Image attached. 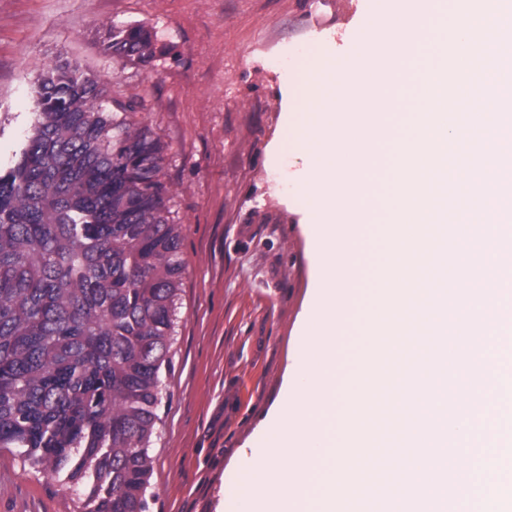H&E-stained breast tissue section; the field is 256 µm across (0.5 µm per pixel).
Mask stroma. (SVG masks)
Returning <instances> with one entry per match:
<instances>
[{"mask_svg": "<svg viewBox=\"0 0 512 512\" xmlns=\"http://www.w3.org/2000/svg\"><path fill=\"white\" fill-rule=\"evenodd\" d=\"M374 0H0V166L33 120L44 73L69 60L134 101L166 146L162 180L185 237L176 343L149 450V512H231L242 451L288 397L319 286L290 143L303 69L353 51ZM114 25L158 46L107 54ZM74 486L0 452V512H73Z\"/></svg>", "mask_w": 512, "mask_h": 512, "instance_id": "35a3bbf8", "label": "stroma"}]
</instances>
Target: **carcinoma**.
I'll list each match as a JSON object with an SVG mask.
<instances>
[{
	"mask_svg": "<svg viewBox=\"0 0 512 512\" xmlns=\"http://www.w3.org/2000/svg\"><path fill=\"white\" fill-rule=\"evenodd\" d=\"M105 52L154 56L142 26ZM61 62L0 168V451L80 486L78 512H148L151 460L185 263L160 179L165 145L134 104L95 107Z\"/></svg>",
	"mask_w": 512,
	"mask_h": 512,
	"instance_id": "1",
	"label": "carcinoma"
}]
</instances>
